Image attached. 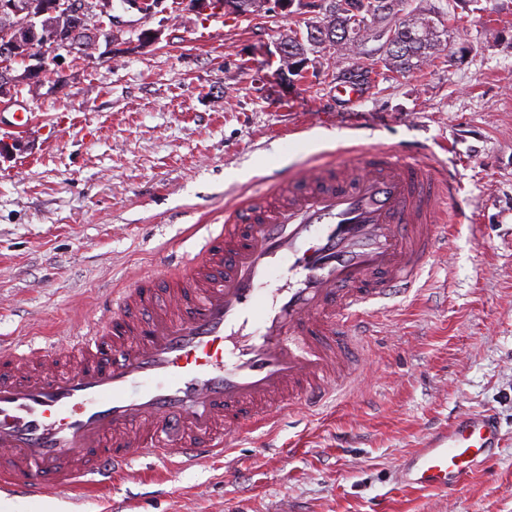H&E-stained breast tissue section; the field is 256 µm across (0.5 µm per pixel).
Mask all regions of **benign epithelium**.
<instances>
[{
	"instance_id": "benign-epithelium-1",
	"label": "benign epithelium",
	"mask_w": 512,
	"mask_h": 512,
	"mask_svg": "<svg viewBox=\"0 0 512 512\" xmlns=\"http://www.w3.org/2000/svg\"><path fill=\"white\" fill-rule=\"evenodd\" d=\"M165 0H126L129 7L145 15L167 12ZM113 0H96L95 13L84 16L88 43L82 45V57L91 59L98 51V30L108 19L113 29L107 35L109 51H114L118 41V21L112 16ZM78 13L73 0H47L35 9L26 0H0V16L7 22L0 27V41L9 49V56L23 57L28 62L26 70L15 75L11 70H0V89L7 90L15 85L36 86L46 72L62 66L58 62L60 46L73 24L72 15Z\"/></svg>"
}]
</instances>
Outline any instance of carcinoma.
<instances>
[{
    "instance_id": "carcinoma-1",
    "label": "carcinoma",
    "mask_w": 512,
    "mask_h": 512,
    "mask_svg": "<svg viewBox=\"0 0 512 512\" xmlns=\"http://www.w3.org/2000/svg\"><path fill=\"white\" fill-rule=\"evenodd\" d=\"M330 0H321L320 15L306 21V35L296 32L283 42L288 64L308 61L307 52L341 51L358 42V32L380 30L387 35L385 61L398 73H406L434 58L445 48L438 35V23L427 15L399 21L405 0H344V7L328 9Z\"/></svg>"
}]
</instances>
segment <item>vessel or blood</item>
<instances>
[{
	"label": "vessel or blood",
	"mask_w": 512,
	"mask_h": 512,
	"mask_svg": "<svg viewBox=\"0 0 512 512\" xmlns=\"http://www.w3.org/2000/svg\"><path fill=\"white\" fill-rule=\"evenodd\" d=\"M455 195L415 153L353 147L227 211L181 256L176 289L140 275L114 290L111 328L71 337L73 367L0 352V490L102 486L145 453L189 467L321 403L354 375L352 326L414 284ZM499 443L492 414L459 417L413 452L404 483L460 490Z\"/></svg>",
	"instance_id": "1"
}]
</instances>
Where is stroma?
<instances>
[{"label": "stroma", "mask_w": 512, "mask_h": 512, "mask_svg": "<svg viewBox=\"0 0 512 512\" xmlns=\"http://www.w3.org/2000/svg\"><path fill=\"white\" fill-rule=\"evenodd\" d=\"M408 6L448 22L441 58L407 74L371 38L285 76L277 46L305 6L221 21L133 9L106 65L69 60L67 91L49 76L0 98L2 122L33 111L0 134V350L107 327L106 294L155 272L161 251L195 249L265 176L355 135L457 184L419 283L356 327L346 389L186 469L145 456L94 489L1 495L13 512H512V0ZM367 64L362 102L333 100L341 70ZM484 412L501 425L491 468L448 494L400 482L427 437Z\"/></svg>", "instance_id": "35a3bbf8"}]
</instances>
